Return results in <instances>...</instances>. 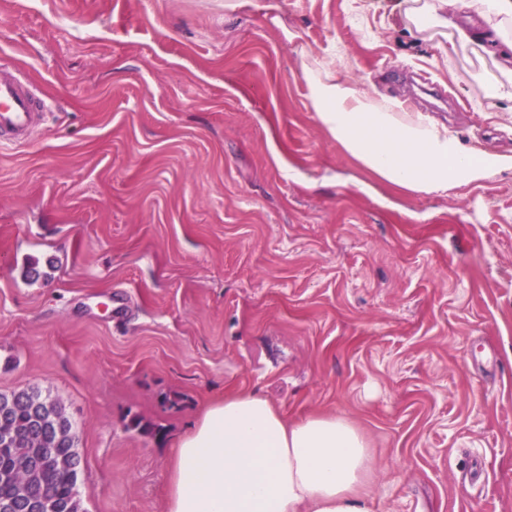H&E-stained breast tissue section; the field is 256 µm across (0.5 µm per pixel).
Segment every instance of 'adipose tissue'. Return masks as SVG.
I'll return each instance as SVG.
<instances>
[{
	"mask_svg": "<svg viewBox=\"0 0 512 512\" xmlns=\"http://www.w3.org/2000/svg\"><path fill=\"white\" fill-rule=\"evenodd\" d=\"M303 76L322 127L372 182L432 193L512 170V154L466 148L401 101L308 66ZM172 461L165 512H370L374 458L363 433L332 414L287 420L257 393L210 404Z\"/></svg>",
	"mask_w": 512,
	"mask_h": 512,
	"instance_id": "1",
	"label": "adipose tissue"
}]
</instances>
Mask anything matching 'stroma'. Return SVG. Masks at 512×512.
Segmentation results:
<instances>
[{
    "label": "stroma",
    "mask_w": 512,
    "mask_h": 512,
    "mask_svg": "<svg viewBox=\"0 0 512 512\" xmlns=\"http://www.w3.org/2000/svg\"><path fill=\"white\" fill-rule=\"evenodd\" d=\"M432 2L0 0L50 105L0 151V393L76 421L86 512H165L174 441L235 392L359 427L371 512H512V171L366 194L302 75L512 153V55L480 0Z\"/></svg>",
    "instance_id": "stroma-1"
}]
</instances>
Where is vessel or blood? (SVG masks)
Returning <instances> with one entry per match:
<instances>
[{
	"label": "vessel or blood",
	"instance_id": "vessel-or-blood-1",
	"mask_svg": "<svg viewBox=\"0 0 512 512\" xmlns=\"http://www.w3.org/2000/svg\"><path fill=\"white\" fill-rule=\"evenodd\" d=\"M47 102L8 63H0V149L25 143Z\"/></svg>",
	"mask_w": 512,
	"mask_h": 512
}]
</instances>
